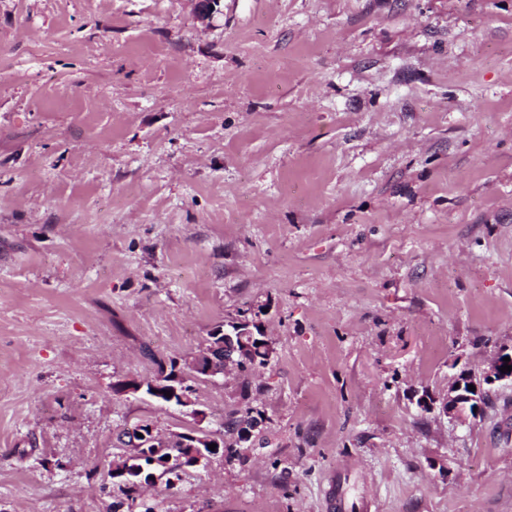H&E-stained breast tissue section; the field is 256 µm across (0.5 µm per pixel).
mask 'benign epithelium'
Masks as SVG:
<instances>
[{
	"label": "benign epithelium",
	"mask_w": 512,
	"mask_h": 512,
	"mask_svg": "<svg viewBox=\"0 0 512 512\" xmlns=\"http://www.w3.org/2000/svg\"><path fill=\"white\" fill-rule=\"evenodd\" d=\"M195 2L196 17L202 22L212 19L214 14L220 12L221 0H195ZM254 341L255 338L251 330L247 328L226 332L223 339L212 344L209 352L205 354L198 352L185 358L189 370L181 368L166 381L159 377L143 381L123 382L119 385V390L132 393L143 390L150 396L156 393L162 395L169 391L171 392L169 402L191 408L190 416L201 421L204 418V413L194 408L195 401L190 398L189 390L186 389L187 378H210L224 374V367L233 363L241 351L252 348ZM506 357L511 358V361H504ZM506 363L512 366V350L509 348L501 349L489 364L488 369L481 375L460 374L448 386V395L443 399L441 406L442 412L459 423H467L479 418L489 402L490 387L500 382H512V371L501 372V367ZM470 385L475 386V390H469L468 386ZM153 436V426L148 422H139L125 429V435L121 436V442L130 448L145 447L151 443ZM187 437L189 438L187 445L194 449L191 460L193 466H198L209 459V455L205 452V448L209 445L222 447V440L203 429H197L187 434Z\"/></svg>",
	"instance_id": "7a95c632"
}]
</instances>
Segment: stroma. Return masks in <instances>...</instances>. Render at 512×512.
<instances>
[{"label":"stroma","instance_id":"obj_1","mask_svg":"<svg viewBox=\"0 0 512 512\" xmlns=\"http://www.w3.org/2000/svg\"><path fill=\"white\" fill-rule=\"evenodd\" d=\"M254 320L195 383L261 424L136 512H512V0H0V512H127L118 383ZM504 357H509L510 361L505 362ZM504 364L512 366V350L509 348L501 349L489 364L488 369L480 376L470 373L460 374L448 386V395L443 399L441 406L442 412L459 423H467L479 418L489 402V387L500 382L512 383V369L507 373L501 372ZM455 385H458V388H455ZM468 385H474L475 391H470ZM474 407H477V411H474Z\"/></svg>","mask_w":512,"mask_h":512}]
</instances>
